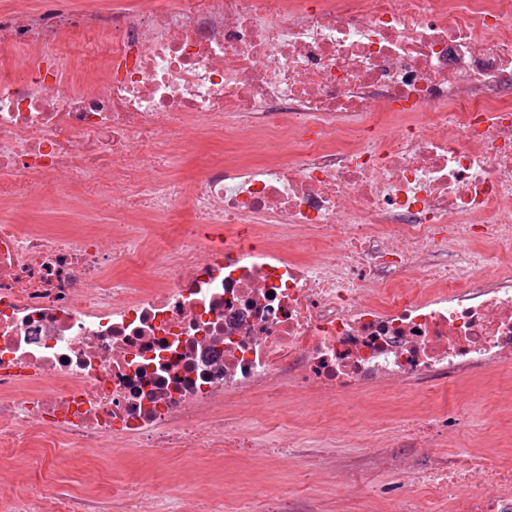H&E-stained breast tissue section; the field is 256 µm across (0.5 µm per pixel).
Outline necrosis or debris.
Here are the masks:
<instances>
[{"label": "necrosis or debris", "mask_w": 512, "mask_h": 512, "mask_svg": "<svg viewBox=\"0 0 512 512\" xmlns=\"http://www.w3.org/2000/svg\"><path fill=\"white\" fill-rule=\"evenodd\" d=\"M18 47L0 446L27 466L0 460V512H168L179 471L75 492L48 448L268 460L248 422L293 399L328 421L297 458L347 490L336 407L375 388L415 403L363 448L391 512L422 486L512 512V462L437 456L460 417L417 401L512 387V0H8ZM55 195L76 231L25 219Z\"/></svg>", "instance_id": "1"}]
</instances>
